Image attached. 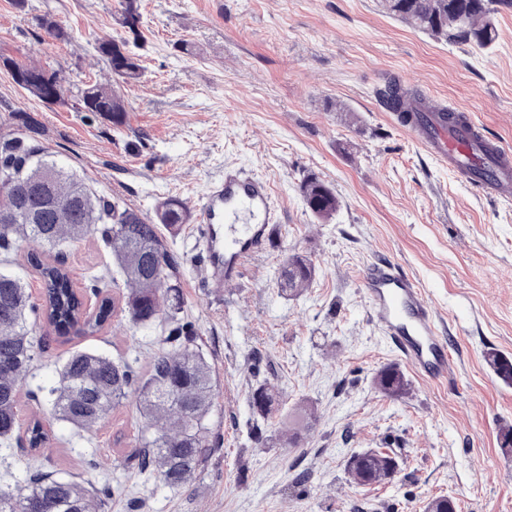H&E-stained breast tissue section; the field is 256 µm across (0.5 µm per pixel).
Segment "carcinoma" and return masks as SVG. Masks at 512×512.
<instances>
[{
    "mask_svg": "<svg viewBox=\"0 0 512 512\" xmlns=\"http://www.w3.org/2000/svg\"><path fill=\"white\" fill-rule=\"evenodd\" d=\"M492 2L381 0V5L423 32L486 47L496 39ZM37 24L56 39H68V32L49 14L38 17ZM120 24L134 39L141 38L140 15L133 0H126ZM97 52L108 61L112 75L122 81L141 76L140 58L128 48L127 40H103ZM0 64L39 100H63L58 73L9 57L1 58ZM77 105L83 112L108 117L117 128L126 124L125 102L110 84H86ZM2 174L15 186L5 189L0 185V265L16 263L18 250L25 244L30 246L24 258L40 275L41 313L55 335L66 340L92 336L119 310L134 327H160L165 333L164 343L170 345L152 356L144 377L137 376L123 358L114 359L88 348L73 351L59 364L57 383L48 392L51 416L78 433L90 432L133 395L142 418L134 469L170 489L187 484L212 453L208 419L216 392L213 368L183 316L180 263L161 233L163 225L177 229L188 223L185 203L167 197L158 203L151 219L118 198L98 193L85 179L59 166L42 144L20 130L0 136ZM301 192L318 220L326 223L334 217L338 200L328 185L308 178L302 182ZM89 235L100 236L109 249L125 288L121 307L106 296L93 314L86 312L70 270L52 259L62 245ZM315 274L310 258L292 254L280 269L281 290L298 295ZM35 309L27 284L0 270V444L4 445L11 444L19 432L20 384L40 350V341L28 322V314ZM487 362L504 383L512 384L511 360L489 352ZM377 385L393 398L402 397L407 390L403 374L394 367L378 373ZM250 402L254 413L264 416L274 398L260 386L252 392ZM47 440L41 421H34L27 429L28 447L36 451ZM395 468L394 458L371 451L350 462L351 473L359 483L382 482ZM110 496L108 487L57 476L36 460L29 466L26 489L0 487V512H104Z\"/></svg>",
    "mask_w": 512,
    "mask_h": 512,
    "instance_id": "1",
    "label": "carcinoma"
}]
</instances>
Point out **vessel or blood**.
Instances as JSON below:
<instances>
[{"label":"vessel or blood","instance_id":"vessel-or-blood-1","mask_svg":"<svg viewBox=\"0 0 512 512\" xmlns=\"http://www.w3.org/2000/svg\"><path fill=\"white\" fill-rule=\"evenodd\" d=\"M390 112L403 130L474 190L497 202L512 201V147L490 139L471 115L451 122L440 103L403 96ZM279 223L270 181L241 167H225L223 176L210 184L198 215L205 261L212 270L205 283L208 291L220 295L236 285L247 259L275 240ZM360 283L386 342L406 365L432 382L447 378L448 338L419 282L381 258L364 268Z\"/></svg>","mask_w":512,"mask_h":512}]
</instances>
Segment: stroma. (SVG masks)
I'll return each mask as SVG.
<instances>
[{
	"label": "stroma",
	"mask_w": 512,
	"mask_h": 512,
	"mask_svg": "<svg viewBox=\"0 0 512 512\" xmlns=\"http://www.w3.org/2000/svg\"><path fill=\"white\" fill-rule=\"evenodd\" d=\"M121 2L28 0L20 14L0 0V55L60 73L65 89L63 103L46 104L0 69V132L26 117L62 165L148 216L169 196L197 212L225 166H243L272 183L281 234L218 298L203 288L211 270L196 224L165 236L181 258L185 314L216 385L215 450L188 485L172 490L123 468L141 423L135 401L78 436L34 398L81 348L146 374L161 333L129 327L120 313L96 335L68 341L34 314L43 349L21 384L18 414L21 425L37 417L45 426L41 460L65 478L125 484L107 512H425L439 497L457 512H512V447L501 443L512 428V385L485 360L490 351L512 357V203L477 194L438 165L378 96L387 80L401 81L512 146V6L499 7L497 37L481 48L421 32L380 0H139L143 75L119 84L128 115L116 128L76 101L87 82L112 79L96 46L128 38ZM46 13L69 40L37 26ZM307 176L338 197L329 223L304 201ZM294 253L316 275L290 298L279 270ZM377 257L422 283L451 341L446 382L404 369L384 342L360 286ZM60 258L88 308L97 294L121 295L97 237ZM388 366L409 382L401 398L376 384ZM260 385L276 394L263 418L250 404ZM295 427L301 442L291 448ZM368 450L395 458L393 478L353 479L350 457ZM32 459L26 443L0 445V485L24 487ZM302 470L308 477L296 482Z\"/></svg>",
	"instance_id": "1"
}]
</instances>
